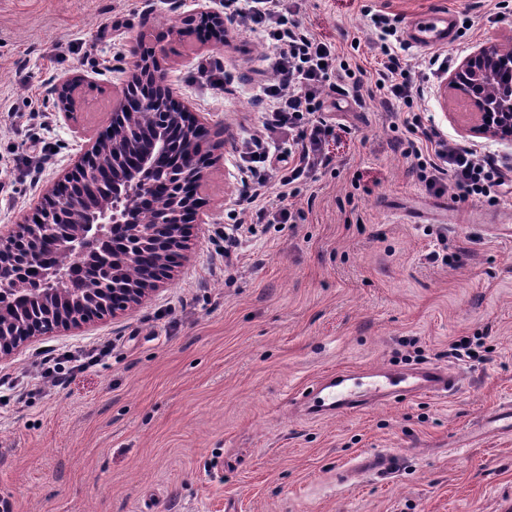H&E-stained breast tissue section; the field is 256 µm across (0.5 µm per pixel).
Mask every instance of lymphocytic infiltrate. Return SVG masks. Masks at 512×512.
Returning a JSON list of instances; mask_svg holds the SVG:
<instances>
[{"mask_svg": "<svg viewBox=\"0 0 512 512\" xmlns=\"http://www.w3.org/2000/svg\"><path fill=\"white\" fill-rule=\"evenodd\" d=\"M298 8L297 0H224L225 17L233 19L242 32L262 35L274 73L260 98L264 133L245 146L239 197L251 218L235 220L225 235L228 257L235 253L245 223L293 224L302 219V211L291 208L290 198L333 162L328 148L333 128L323 115L326 100L363 97L361 82L335 46L318 40L293 20ZM371 21L382 55L375 88L388 111L405 115L406 134L397 140L405 158L430 188L451 189L462 201L496 202L505 184L504 173L476 149L449 144L436 129L425 125L414 101L424 97L428 76L417 75L389 44V37L397 33L394 19L375 15ZM272 181L280 190L269 196L264 189Z\"/></svg>", "mask_w": 512, "mask_h": 512, "instance_id": "obj_1", "label": "lymphocytic infiltrate"}]
</instances>
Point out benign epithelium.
Masks as SVG:
<instances>
[{
	"instance_id": "benign-epithelium-1",
	"label": "benign epithelium",
	"mask_w": 512,
	"mask_h": 512,
	"mask_svg": "<svg viewBox=\"0 0 512 512\" xmlns=\"http://www.w3.org/2000/svg\"><path fill=\"white\" fill-rule=\"evenodd\" d=\"M196 2V13L176 21L171 33L181 36L208 26L213 31L225 29L223 15L209 10L203 0ZM138 44L135 38L130 41L132 65L111 113L112 127H128V141L112 143V150L105 154L101 144L107 128L92 134L75 130L86 142L73 166L49 184L34 218L25 217L18 226L0 231V288L14 282L15 269L25 270L36 262L40 240L63 233L61 226L52 221L53 213L61 208L69 224L85 228L95 224L122 226L127 236L157 249L156 265L143 268L138 283L112 294V301H107L101 290L93 296L94 306L77 318L60 306L54 309L50 324L20 328L23 337L52 334L101 317L102 309L109 305L116 315L141 304L170 276L180 251L186 248L189 225L205 223L197 212V188L208 176L216 155L224 153V137H212L204 115L191 111L174 96L167 72L159 63V52L141 50ZM505 71L512 73V61L501 55L498 45L487 44L460 62L448 77V87L463 95L475 109L478 124L474 132L512 144V96L494 107L487 94L490 83ZM83 81L80 76H65L54 88L57 106L67 120L76 110V91ZM154 123L181 131L183 147L172 153L167 143L161 142L153 155L139 161L132 159L139 128ZM174 169L180 171L176 191L170 198L154 203L153 225L141 223L139 213L144 201L159 197L158 187L173 177ZM129 255L127 241H115L112 252L103 260L117 272Z\"/></svg>"
}]
</instances>
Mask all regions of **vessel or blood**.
<instances>
[{
  "instance_id": "1",
  "label": "vessel or blood",
  "mask_w": 512,
  "mask_h": 512,
  "mask_svg": "<svg viewBox=\"0 0 512 512\" xmlns=\"http://www.w3.org/2000/svg\"><path fill=\"white\" fill-rule=\"evenodd\" d=\"M452 14L436 11L407 22L406 35L411 44L419 48L445 45L449 42ZM458 377L446 369L428 366L415 371H386L373 374L370 381L351 378L343 374L310 386L305 402L311 414L322 415L333 411L343 413L361 407L367 395L398 398L408 395H436L454 392ZM482 425L503 433H512V405L504 403L486 412ZM390 459L383 454L359 456L353 470L344 471L342 480H350L353 472L378 474L386 471Z\"/></svg>"
}]
</instances>
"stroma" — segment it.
Returning <instances> with one entry per match:
<instances>
[{
  "mask_svg": "<svg viewBox=\"0 0 512 512\" xmlns=\"http://www.w3.org/2000/svg\"><path fill=\"white\" fill-rule=\"evenodd\" d=\"M495 3L304 0L298 19L360 64L370 91L371 15L453 12V68L485 44L512 45V13ZM195 8L0 0V183L13 187L0 229L31 214L75 160L74 128L108 121L131 37L161 50L179 100L230 136L199 193L205 221L170 280L123 314L0 358V512H503L512 436L476 422L512 402V186L493 206L429 190L394 148L401 114L340 100L329 111L334 165L294 201L303 220L256 225L225 269L239 154L262 130L255 100L270 71L257 36L171 34ZM207 58L224 66V93L198 71ZM64 75L84 78L72 121L52 92ZM447 81L432 77L415 109L512 178V145L472 135L470 107L445 99ZM464 336L481 338L479 358H449ZM93 348L92 366L61 387L35 365ZM428 364L459 374L460 389L321 420L304 411L302 392L329 372ZM364 453L387 454L390 470L338 484L337 470Z\"/></svg>",
  "mask_w": 512,
  "mask_h": 512,
  "instance_id": "35a3bbf8",
  "label": "stroma"
}]
</instances>
